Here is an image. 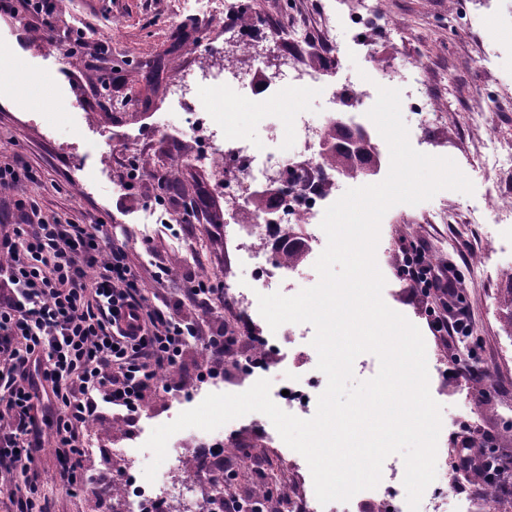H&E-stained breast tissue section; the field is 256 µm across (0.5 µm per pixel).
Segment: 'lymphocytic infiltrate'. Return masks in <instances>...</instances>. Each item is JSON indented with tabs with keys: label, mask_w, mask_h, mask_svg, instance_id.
<instances>
[{
	"label": "lymphocytic infiltrate",
	"mask_w": 512,
	"mask_h": 512,
	"mask_svg": "<svg viewBox=\"0 0 512 512\" xmlns=\"http://www.w3.org/2000/svg\"><path fill=\"white\" fill-rule=\"evenodd\" d=\"M0 232V468L24 485L17 512H46L29 472L37 447L36 408L55 413L57 484L85 488L83 428L101 404L134 416L156 390L158 371L181 359L194 324L148 306L123 242L105 225L47 219L38 204ZM420 241L397 273L423 296L454 295L449 268L432 265ZM434 335L472 334L456 304L430 306Z\"/></svg>",
	"instance_id": "obj_1"
}]
</instances>
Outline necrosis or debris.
Returning a JSON list of instances; mask_svg holds the SVG:
<instances>
[{
    "mask_svg": "<svg viewBox=\"0 0 512 512\" xmlns=\"http://www.w3.org/2000/svg\"><path fill=\"white\" fill-rule=\"evenodd\" d=\"M194 2L203 15L223 22L233 53L250 59L252 66L247 70L227 66L216 72L178 70L170 86L174 99L186 97L205 80L230 92L257 85L268 94L306 93L325 82L344 48L335 26H325L317 43L319 64L303 69L284 68L270 74L255 51L256 43L274 42L288 49L303 45L309 33L302 20H274L258 14L253 0H230L222 9L215 6L214 0ZM409 66L416 78L413 83L401 85V107L423 114L425 129L435 130L438 114L428 106V89L422 78L426 61L417 57ZM367 121L364 113L348 112L340 119L328 116L319 124L306 113H299L278 128L279 136L289 138L294 145L292 155L287 156L253 147L243 138L217 142L211 113H192L184 133L195 141L196 163L216 174L215 189L224 197V221L236 227L238 249L254 265L253 281L257 288H271L274 276L292 274L307 266L319 250L322 229L315 221L344 193L339 174L325 158L328 132L338 122L356 132ZM290 246L301 248L298 260H288L285 250ZM309 331V324L302 323L280 339L255 333L248 356L236 361L240 374L254 377L269 356L279 352L282 343L295 342ZM204 470L217 478L223 476V449H213L196 463L177 460L176 480L168 487L142 479L136 467H129L117 485V494L127 512H156L162 501L185 499L196 488Z\"/></svg>",
    "mask_w": 512,
    "mask_h": 512,
    "instance_id": "necrosis-or-debris-1",
    "label": "necrosis or debris"
}]
</instances>
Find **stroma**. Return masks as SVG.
<instances>
[{
	"label": "stroma",
	"mask_w": 512,
	"mask_h": 512,
	"mask_svg": "<svg viewBox=\"0 0 512 512\" xmlns=\"http://www.w3.org/2000/svg\"><path fill=\"white\" fill-rule=\"evenodd\" d=\"M264 15L288 6L303 14L311 27H319L323 15H331L336 31L346 43L336 69L314 92L290 99L268 97L251 90L228 94L219 87L202 88L196 108L212 112L225 133L262 147L269 140V123L286 120L289 112L309 113L321 121L334 110L333 91L351 81L385 84L388 78H407V60L415 55L427 61V85L434 107L441 113L439 130L419 139L417 151L452 158L473 182L467 195L452 190L438 192L431 200L412 206L398 204L384 216L376 249L377 265L386 279L385 303L416 325L424 338L429 389L442 407L440 443H447L460 421L474 426L480 449L495 446L497 453L512 455V355H502L507 339L504 300L512 285L495 273L497 266L512 264V223L502 224L483 211L492 185L512 187V158L492 153L490 137L512 142V110L490 113L487 122L471 115L485 110L500 88L512 85V46L498 42L497 31L512 27V0H385L386 20L401 31L392 39L384 31L386 20L376 21L377 50L389 62L391 73L367 69L364 49L357 47L348 27V16L359 0H254ZM223 44L224 27L211 24L186 0H62L51 23L19 12L0 15V162L21 161L37 179L28 183L26 200L37 202L43 214L79 224L104 222L127 245L149 305H168L185 320L196 322L203 336L234 329L236 313L215 304L212 312L197 315L182 301L185 280L209 270L221 288L251 284V270L237 261L234 249L224 243V200L213 189L203 169L185 166L178 191L167 192L170 213L183 210L185 196H204L205 202L184 238L151 223L150 215L159 190L151 178L127 188L120 163L130 149L143 150L156 171H165L171 157L187 155L189 144L182 132L188 117L174 107L168 91L176 66L218 70L224 57L206 51L203 37ZM105 41L112 66V88L101 94V67L92 63L98 41ZM45 85L51 105L35 106L32 90ZM174 133L162 136L160 124ZM89 183L79 190L78 181ZM474 212V224H426L425 212L439 206ZM426 240L436 264L455 267L459 300L472 323L471 360L477 373L492 375L487 394L472 399L474 374L451 373L456 353L453 338L433 335L425 319L426 301L394 276L401 249ZM489 258L480 275H471L479 252ZM170 272L157 283L158 268ZM317 353L309 340L290 351L269 358L263 373L272 385L287 376L309 378L317 373ZM209 365L198 342H191L171 381L161 385L136 413L133 421L113 416L103 408L84 427V469L90 490L65 492L55 481L57 461L52 453V426L45 423L34 453L37 485L46 498L47 512H113L115 503L105 496L108 483L125 473L129 457L141 464L153 458L144 444L152 430L172 422L198 406L211 393H241L251 380L237 372L202 381ZM224 439V455L232 457L248 448L267 475L284 491L313 492L309 469L298 470L280 455L284 442L270 419L252 412L218 430Z\"/></svg>",
	"instance_id": "obj_1"
}]
</instances>
